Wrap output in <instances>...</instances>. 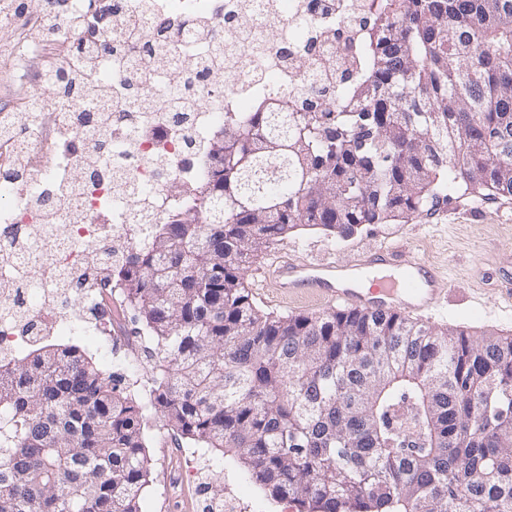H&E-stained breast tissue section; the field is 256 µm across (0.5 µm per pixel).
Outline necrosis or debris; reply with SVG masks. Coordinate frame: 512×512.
Instances as JSON below:
<instances>
[{
	"instance_id": "4bbe7bcc",
	"label": "necrosis or debris",
	"mask_w": 512,
	"mask_h": 512,
	"mask_svg": "<svg viewBox=\"0 0 512 512\" xmlns=\"http://www.w3.org/2000/svg\"><path fill=\"white\" fill-rule=\"evenodd\" d=\"M57 0H41L36 14H0V283L36 275L42 302L20 301L24 320L0 319V360L29 348L35 336H80L107 361L119 359L128 342L112 310L119 286L109 265L97 257V247L109 243L115 253H128L159 223L192 196L205 175L204 147L224 125L217 108L225 92L236 94L239 111H252L263 91L243 68L230 86L189 84L196 106L185 122H176L166 105L132 111L128 73L143 70L139 37L154 36L153 20L194 17L210 35L223 38L225 14L236 12L237 0H128L139 19L138 34L126 35L120 50L95 60L93 73L112 87L96 107L130 109L123 126L105 130L112 141L109 155L88 169L70 145L83 134L78 114L86 106L71 97L69 111L58 106L59 72L72 64L73 39L88 34L104 38L94 9L71 0L61 14ZM174 181L178 193L166 183ZM65 281L82 292L84 308L72 313L63 298H51L49 287Z\"/></svg>"
}]
</instances>
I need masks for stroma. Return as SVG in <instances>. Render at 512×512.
<instances>
[{"label": "stroma", "instance_id": "stroma-1", "mask_svg": "<svg viewBox=\"0 0 512 512\" xmlns=\"http://www.w3.org/2000/svg\"><path fill=\"white\" fill-rule=\"evenodd\" d=\"M399 242L415 246L423 258L448 272L447 306L429 316L430 325L458 327L475 335L494 332L512 336V312L502 310L498 294L502 282L512 277V198L478 199L452 192L409 221L374 224L344 241H333L315 231L303 232L273 246L262 261L277 257L350 261L381 245ZM145 431L152 475L143 496V512H207L204 500L191 505L167 489L169 429L163 419L150 418ZM200 454L201 479L207 491L234 482L251 497V512H286V501L270 498L236 464L206 448Z\"/></svg>", "mask_w": 512, "mask_h": 512}]
</instances>
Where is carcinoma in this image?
Returning <instances> with one entry per match:
<instances>
[{
  "mask_svg": "<svg viewBox=\"0 0 512 512\" xmlns=\"http://www.w3.org/2000/svg\"><path fill=\"white\" fill-rule=\"evenodd\" d=\"M279 45L325 53L253 112L224 108L195 199L112 268L153 341L149 404L70 342L0 362V512H142L144 421L297 512H512V336L399 314L266 311L242 272L308 227L342 241L448 189L512 198V0H370ZM77 46L62 96L108 97ZM140 53L169 66L158 36ZM224 41L211 42L216 68ZM106 117L80 121L91 148Z\"/></svg>",
  "mask_w": 512,
  "mask_h": 512,
  "instance_id": "1",
  "label": "carcinoma"
}]
</instances>
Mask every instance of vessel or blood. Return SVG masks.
Listing matches in <instances>:
<instances>
[{"label":"vessel or blood","mask_w":512,"mask_h":512,"mask_svg":"<svg viewBox=\"0 0 512 512\" xmlns=\"http://www.w3.org/2000/svg\"><path fill=\"white\" fill-rule=\"evenodd\" d=\"M364 268L395 270L402 282L358 287L356 278ZM259 273L262 287L282 302L312 301L336 310L398 312L409 317L437 307L445 293L439 266L401 244L375 249L351 263L277 259Z\"/></svg>","instance_id":"1"}]
</instances>
